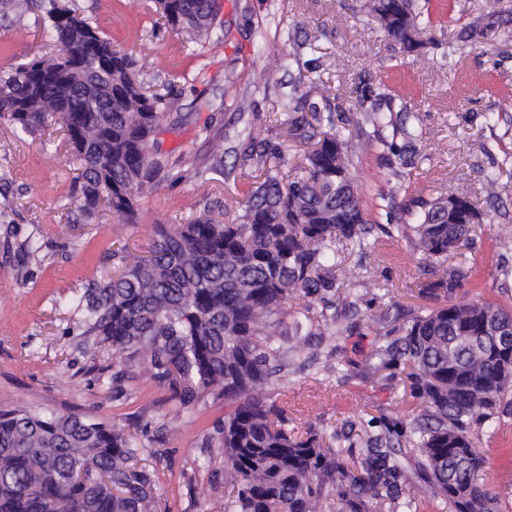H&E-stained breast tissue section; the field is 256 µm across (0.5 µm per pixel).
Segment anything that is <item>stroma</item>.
<instances>
[{
  "instance_id": "obj_1",
  "label": "stroma",
  "mask_w": 512,
  "mask_h": 512,
  "mask_svg": "<svg viewBox=\"0 0 512 512\" xmlns=\"http://www.w3.org/2000/svg\"><path fill=\"white\" fill-rule=\"evenodd\" d=\"M92 18L115 47L132 50L143 81L152 88L174 85L181 96V124L163 127L160 149L177 158L205 149L210 113L204 103H224V129L252 124L257 133L283 140L286 179L300 175L305 147L283 139L288 114L279 85L302 78L310 101L329 96L342 132H355V105L367 91L387 86L407 102L415 150L396 156L372 140L356 163L358 192L371 223L407 224L417 197L442 191L466 195L480 211L469 250L454 262L469 273L455 301L486 299L512 311V0H420L425 26L421 53L406 54L379 27L367 0H222L217 17L226 40L194 56L183 35L164 25L152 0H69ZM317 26L322 37L303 49L302 68H284L291 37ZM43 23L31 12L0 23V68L8 69L48 51ZM253 102L241 113V97ZM226 173L201 183L158 182L144 195L133 224H120L106 210L83 216L71 184L75 165L61 132L18 137L0 119V409L39 407L78 413L131 431L148 445L159 426L172 441L169 465L159 469L152 512H224L228 490L212 491L206 468L196 465L204 432L224 415V404L207 401L193 412L174 414L169 394L142 379L126 382V397L112 398V360L80 345L77 318L62 297L112 271L119 243L146 250L158 224H184L205 209L224 206L238 215L249 178L238 159L236 139L225 143ZM403 176L389 180L390 168ZM496 173L501 200L483 190ZM39 238L38 257L24 253ZM407 237H379L367 257L357 248L342 253L362 264L364 285L377 295L376 309L428 306L418 293L431 279V263L413 259ZM298 432H323L338 420L364 418L369 407L406 416L402 388L352 379L337 387L309 373L288 375L279 386ZM489 464L484 482L493 492L512 493V421L482 438Z\"/></svg>"
}]
</instances>
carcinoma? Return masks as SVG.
<instances>
[{
    "mask_svg": "<svg viewBox=\"0 0 512 512\" xmlns=\"http://www.w3.org/2000/svg\"><path fill=\"white\" fill-rule=\"evenodd\" d=\"M170 28L200 50L224 39L218 0H154ZM41 13L56 55L0 70V118L19 135L59 124L78 162L73 192L92 214L105 207L136 223L138 198L155 180L224 173V127H208V151L175 168L156 139L171 97L144 86L131 54L112 47L66 0H0V8ZM370 11L406 52L422 43L419 0H370ZM315 26L290 42L288 63L320 40ZM300 83L281 93L291 134L312 142L301 175L282 184L266 167L282 158L250 125L242 166H257L230 220L206 212L188 224L159 225L148 254L112 251L114 276L62 300L78 316L80 336L120 358L112 398L130 374L167 390L178 412L208 397L224 401V419L203 434L210 488L230 487L229 512H512V496L491 492L482 475L479 437L498 433L512 416V312L481 299L442 304L398 325L377 317L369 355H343L339 341L362 329L356 295L340 290V245H367L368 225L352 178L365 144L334 130L331 109L299 108ZM357 125L374 130L387 115L361 101ZM415 222L396 226L413 253L435 265L470 248L481 214L465 196L417 199ZM468 274L448 266L418 289L450 298ZM305 305H300V301ZM318 347L313 379L343 384L387 371L411 399L406 420L347 419L319 435L298 434L287 409L272 400L290 355ZM167 435L137 446L121 427L75 414L28 407L0 410V512H151L157 465L167 463ZM148 455L155 464L143 463ZM415 475L423 495L411 492Z\"/></svg>",
    "mask_w": 512,
    "mask_h": 512,
    "instance_id": "carcinoma-1",
    "label": "carcinoma"
}]
</instances>
